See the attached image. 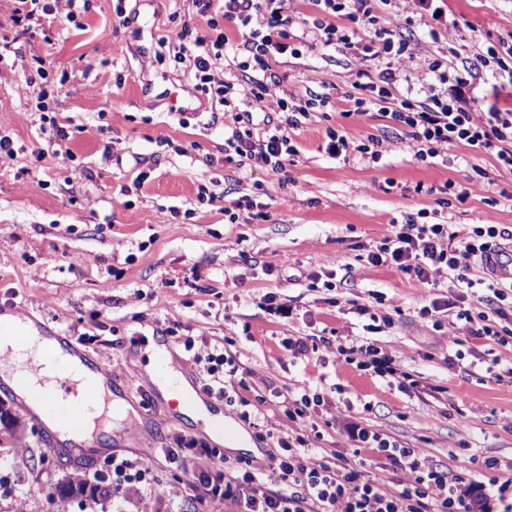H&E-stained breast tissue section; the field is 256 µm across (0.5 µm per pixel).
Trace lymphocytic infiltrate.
Listing matches in <instances>:
<instances>
[{
    "label": "lymphocytic infiltrate",
    "mask_w": 512,
    "mask_h": 512,
    "mask_svg": "<svg viewBox=\"0 0 512 512\" xmlns=\"http://www.w3.org/2000/svg\"><path fill=\"white\" fill-rule=\"evenodd\" d=\"M287 0H194L199 15L207 19L203 31L189 26L173 30L170 41L177 63L194 72L195 88L215 105L228 108L233 123L224 136V152L239 161H257L271 172L285 169L299 150L293 137L311 112L326 107L327 100L311 91L295 93L278 101L279 117L255 121L252 102L270 95L276 84L272 63L293 53L290 29L293 18ZM318 16L303 31L301 42L323 51H345L380 65L377 74L359 68L351 75L352 93L345 115L361 119L371 112L406 130L414 143V158L424 163L441 149L462 143L477 152L493 154L498 166L512 173V110L482 108L469 93L468 74L473 63L506 69L512 59V44L485 45L470 36L473 61L433 59L429 70L434 83L422 95H399L395 86L410 43L400 31L391 0H311ZM236 25L242 36L236 56H226L227 33L221 21ZM230 59L234 71L229 80L213 83L210 71L216 61ZM503 225H471L465 233L451 225L420 220L407 215L395 225L392 236L369 250L367 260L375 266H391L421 282L440 277L454 288L476 289L469 307L458 296L432 299L421 316L454 311L464 328L478 336L501 338L512 335V281L490 277L471 278L470 270L500 239L511 235ZM194 363L206 372L208 393L227 396L240 366L235 357L208 344L184 343ZM337 352L357 357L361 369L373 372L404 389L418 388L413 375L401 369L396 358L373 340L342 339ZM356 447L374 448L393 464L404 468L405 484L391 488L369 475L365 463L336 468L308 449L296 430L278 436V452L272 455V477L263 479L233 463L217 470L213 449L183 437L178 447L163 449L165 460L188 459L184 485H171L154 476L153 460L115 458L110 462L112 484L171 502L189 498L211 504L237 503L242 512H490L500 505L512 512V477L492 480L488 490L474 493L462 477L438 471L422 449L404 448L386 435L365 428L350 430Z\"/></svg>",
    "instance_id": "1"
}]
</instances>
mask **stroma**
I'll list each match as a JSON object with an SVG mask.
<instances>
[{"mask_svg": "<svg viewBox=\"0 0 512 512\" xmlns=\"http://www.w3.org/2000/svg\"><path fill=\"white\" fill-rule=\"evenodd\" d=\"M39 27L15 24L14 0H0V134L14 142L0 153V306L21 319L50 322L100 358L113 386L128 385L134 407L150 415L149 434L112 419V456L156 462L159 479L185 480L182 462L159 450L187 435L210 444L206 428L163 397L148 370L154 345L184 361L195 387L200 368L185 361L187 338L203 339L233 355L244 374L230 398H217L224 416L250 446L214 445L220 458L268 469L272 442L287 429L288 399L302 388L326 394L334 412H312L296 429L318 455L363 458L385 485L404 474L384 455L354 449L344 425L360 424L406 448L425 449L437 467L467 480L505 479L512 462V346L461 330L454 316L424 319L418 311L444 288L368 263L370 248L395 224L421 210L457 231L486 219L512 229V174L492 154L458 144L433 164L417 163L405 131L373 113L345 117L343 100L355 61L341 51L306 50L279 59L270 96L254 102L257 115L276 111L278 98L305 89L329 97L296 137L294 163L271 173L254 161L224 159V128L208 99L196 111L171 112L157 95L139 97L144 81L193 88L192 73L159 57V43L190 21L204 27L192 0H43ZM486 43L512 40V0H447ZM414 57L399 93L419 87L434 40L426 18L400 12ZM55 48L45 51L44 38ZM62 81L49 108L69 132L49 152L36 110L44 79ZM353 140L376 135L382 158L343 162L325 150L327 129ZM487 170L474 181L473 168ZM461 184L465 198L443 192ZM256 193L259 217L229 223L239 196ZM215 195L199 203V187ZM385 298L392 327L375 338L422 390H404L346 363L336 340L360 336L368 317L356 305L372 293ZM284 314L265 308L267 296ZM303 336L317 350L306 358L284 349ZM265 417L255 428L240 416L241 401ZM18 423L0 424V512H171L168 501L116 490L107 498L70 501L43 494L70 473L43 444L33 417L14 409ZM212 444V443H211ZM26 458H15L16 449ZM498 460L501 469L484 465Z\"/></svg>", "mask_w": 512, "mask_h": 512, "instance_id": "obj_1", "label": "stroma"}]
</instances>
